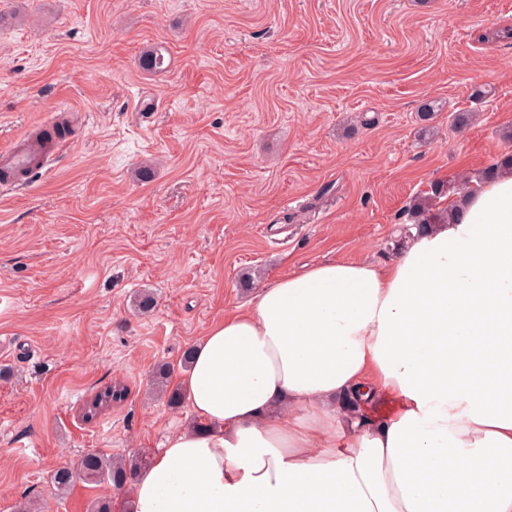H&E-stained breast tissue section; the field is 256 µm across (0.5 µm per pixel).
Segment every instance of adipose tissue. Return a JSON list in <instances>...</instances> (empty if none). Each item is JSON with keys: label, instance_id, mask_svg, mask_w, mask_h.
<instances>
[{"label": "adipose tissue", "instance_id": "adipose-tissue-1", "mask_svg": "<svg viewBox=\"0 0 512 512\" xmlns=\"http://www.w3.org/2000/svg\"><path fill=\"white\" fill-rule=\"evenodd\" d=\"M448 208L388 262L316 263L213 324L181 381L205 429L167 437L128 512H512V383L469 378L512 370V169ZM476 475L493 505L449 493Z\"/></svg>", "mask_w": 512, "mask_h": 512}]
</instances>
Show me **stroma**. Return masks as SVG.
Segmentation results:
<instances>
[{"mask_svg": "<svg viewBox=\"0 0 512 512\" xmlns=\"http://www.w3.org/2000/svg\"><path fill=\"white\" fill-rule=\"evenodd\" d=\"M0 148L74 108L53 168L0 189V512H87L89 452H158L146 395L226 312L326 260L384 263L412 198L512 152V0H0ZM165 50L159 71L141 64ZM151 99L155 111L138 115ZM435 106L430 132L417 114ZM474 118L455 130V113ZM153 174L140 180L138 168ZM151 292L148 315L134 309ZM121 382L125 401L85 421ZM126 388L120 384L106 386L103 390L96 393L91 401L84 405L83 418L93 419L101 410L109 407L112 403H119L126 397Z\"/></svg>", "mask_w": 512, "mask_h": 512, "instance_id": "stroma-1", "label": "stroma"}]
</instances>
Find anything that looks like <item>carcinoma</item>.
Segmentation results:
<instances>
[{"mask_svg": "<svg viewBox=\"0 0 512 512\" xmlns=\"http://www.w3.org/2000/svg\"><path fill=\"white\" fill-rule=\"evenodd\" d=\"M469 179L464 177L460 183L451 181L437 182L431 186V193L425 197L417 198L409 207L408 215L411 223L404 225L403 236L409 237L412 231H421L433 224H440L448 218V213L436 215L432 213V199L440 198L455 190L467 188ZM171 374V367L161 363L156 367L154 373V387L162 390L167 396L168 407L177 409L184 402V395L177 387L169 386L168 379ZM126 388L119 385H109L96 393L94 398L84 405L83 418L90 420L101 410L113 403H119L126 397ZM151 462L147 454H138L131 458L112 457L99 452L86 453L73 467H62L57 469L52 476L53 483L60 489L69 488L77 479L88 484L107 483L117 491L127 490L132 486L138 470L146 467Z\"/></svg>", "mask_w": 512, "mask_h": 512, "instance_id": "cac0c4a2", "label": "carcinoma"}]
</instances>
